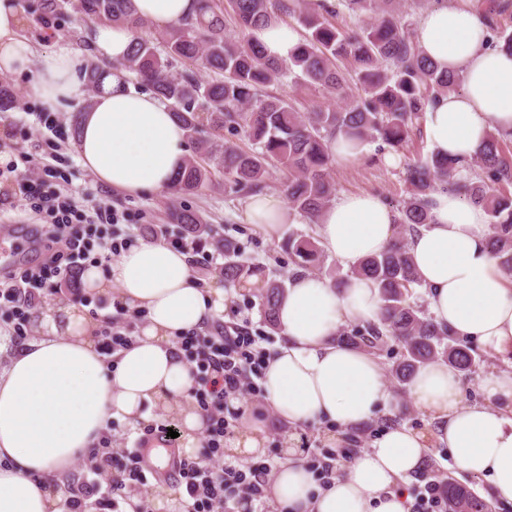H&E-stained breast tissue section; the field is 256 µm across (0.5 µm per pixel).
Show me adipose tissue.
I'll return each mask as SVG.
<instances>
[{
    "label": "adipose tissue",
    "mask_w": 512,
    "mask_h": 512,
    "mask_svg": "<svg viewBox=\"0 0 512 512\" xmlns=\"http://www.w3.org/2000/svg\"><path fill=\"white\" fill-rule=\"evenodd\" d=\"M138 14L167 25L194 14L196 0H134ZM19 0H0V75H22L33 98L59 111L78 102L84 80L81 48L61 46L34 56L22 38ZM268 58L288 61L298 31L273 22L253 29ZM487 28L467 0H435L418 23L423 54L442 71L463 73L460 92L440 96L426 111L433 151L473 158L489 133L512 138V53L491 48ZM135 39L124 25H97L89 39L101 57L119 60ZM82 166L100 182L130 194L171 190L187 156L186 133L168 106L108 73L83 110L75 143ZM247 216L276 235L299 224L300 213L280 195H255ZM432 220L409 240L435 321L494 356L498 369L480 381L483 398L467 404L460 374L444 362L422 367L411 384L426 430L387 428L348 462L344 474L316 490L293 444L304 425L327 422L354 430L395 405L374 355L337 344L345 323H367L380 312L374 284L351 277L344 285L297 272L288 280L277 320L282 340L266 359L261 388L287 425L285 462L265 495L281 512H408L406 488L424 469L425 450L449 449L457 467L489 479L493 498L512 502V276L488 247V215L455 194L432 198ZM396 213L377 195L349 193L317 222L321 245L345 268L383 251L395 234ZM87 290L114 295L147 320L133 343L105 361L93 341L97 323L79 303H45V331L8 350L0 336V512H69L62 483L73 463L94 447L113 417L131 423L173 417L186 453L202 444L205 417L188 396L196 372L174 346L176 336L223 318L219 282L197 287L186 248L143 242L107 270L87 268Z\"/></svg>",
    "instance_id": "obj_1"
}]
</instances>
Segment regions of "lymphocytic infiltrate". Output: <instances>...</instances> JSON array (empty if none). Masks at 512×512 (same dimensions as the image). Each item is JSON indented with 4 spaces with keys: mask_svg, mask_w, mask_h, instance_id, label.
Instances as JSON below:
<instances>
[{
    "mask_svg": "<svg viewBox=\"0 0 512 512\" xmlns=\"http://www.w3.org/2000/svg\"><path fill=\"white\" fill-rule=\"evenodd\" d=\"M56 170L43 166L19 170L14 161L0 168V224L10 225L9 213L23 205L39 215L50 254L38 268L12 273L0 286V321L11 326L15 342L31 331L30 314L40 293L59 291L73 273L87 264L107 265L127 246L113 237L110 226L128 221L126 212L103 203L86 210L70 191L61 190ZM177 347L199 375L193 397L206 418L204 452L186 459L180 468V485L191 501L190 512H226L229 502L262 501L272 471L266 463H225L224 441L235 427L225 409L229 402L256 393L265 355L247 320L214 324L206 333L190 331L179 336Z\"/></svg>",
    "mask_w": 512,
    "mask_h": 512,
    "instance_id": "1",
    "label": "lymphocytic infiltrate"
}]
</instances>
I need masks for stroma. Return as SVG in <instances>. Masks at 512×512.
I'll use <instances>...</instances> for the list:
<instances>
[{
	"instance_id": "obj_1",
	"label": "stroma",
	"mask_w": 512,
	"mask_h": 512,
	"mask_svg": "<svg viewBox=\"0 0 512 512\" xmlns=\"http://www.w3.org/2000/svg\"><path fill=\"white\" fill-rule=\"evenodd\" d=\"M89 25L88 20L76 14H68L60 25L46 27L32 14H24L22 36L34 47L36 53L56 49L62 45L83 41ZM9 84L17 95L20 106L0 116V145L15 147L22 151L18 159L19 169L27 166L49 164L59 169L66 177L64 189L79 192L85 205L113 201L119 203L131 215L128 223L116 225L120 237L138 243L154 238L153 231L167 223L169 211L176 206L188 205L200 213L208 223L219 227L222 237L234 239L246 264L254 266L263 280H288L294 266L282 250L281 243L288 233L314 234L311 223L281 225L276 237H268L257 225L248 222L245 214L247 193H228L224 190V176L214 173L213 182L197 193L180 196L173 192L150 195H129L98 182L81 164L75 149V137L71 131V115L67 112H48L41 104L27 96L26 81L20 77H9ZM269 94L292 99L300 111L310 112L330 105L340 106L341 101L324 93L321 87L298 83L293 77H285L270 85ZM431 152L425 122L415 123L406 142L399 148H391L382 142L368 143L366 152L356 161L334 162L329 176L336 194L372 193L381 197L391 208H398L406 196L409 185L406 169L409 164L426 158ZM395 157V164H387V157ZM250 320L253 335L262 340L266 351H273L278 333L264 321L256 293L240 290L230 291L224 317L234 316ZM400 406L397 410L383 412L361 429L349 432L337 430L336 443L325 440L326 429L310 426L299 432V446L305 451L306 460L324 459L336 448L362 449L370 447L379 432L389 423L399 422L410 428L424 430L429 418L412 402L408 392L399 391ZM244 414L260 420L266 429V452L263 462L279 466L283 459V433L285 427L276 418L273 409L263 397L253 395L239 401ZM102 459L101 450L89 452L78 459L66 477L67 487L73 488L79 500H93L95 512H111L104 501L105 480L97 464Z\"/></svg>"
}]
</instances>
